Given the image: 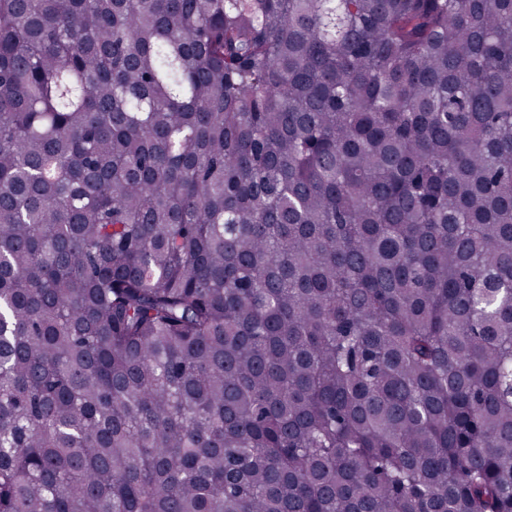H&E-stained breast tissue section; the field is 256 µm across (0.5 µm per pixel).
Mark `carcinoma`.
<instances>
[{
    "label": "carcinoma",
    "mask_w": 512,
    "mask_h": 512,
    "mask_svg": "<svg viewBox=\"0 0 512 512\" xmlns=\"http://www.w3.org/2000/svg\"><path fill=\"white\" fill-rule=\"evenodd\" d=\"M0 512H512V0H0Z\"/></svg>",
    "instance_id": "carcinoma-1"
}]
</instances>
